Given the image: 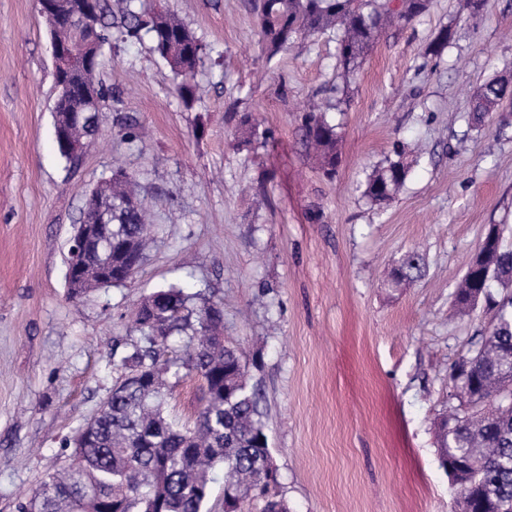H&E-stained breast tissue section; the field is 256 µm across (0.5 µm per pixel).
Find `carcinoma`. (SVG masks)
Instances as JSON below:
<instances>
[{
    "mask_svg": "<svg viewBox=\"0 0 512 512\" xmlns=\"http://www.w3.org/2000/svg\"><path fill=\"white\" fill-rule=\"evenodd\" d=\"M102 43L109 42V23L126 37H148L153 50L178 80L185 101L197 97L195 77L207 50L185 24L144 0H118L112 12L106 0H94ZM429 0H252L262 35V52L272 59L299 40L327 31L338 37V58L345 75L388 27L406 25L422 15ZM105 94L97 72L90 69L71 81L58 97V122L80 112L94 94ZM507 94L497 79L473 93L474 128L485 122ZM247 147L259 134L252 113L239 119ZM304 141L314 149L323 173L331 177L338 164L336 125L325 110L312 105L302 118ZM407 166L389 160L369 175L364 196L374 206L389 204L404 186ZM102 204L112 205L109 237L90 242L80 261L100 265L112 256L115 265L136 257L144 261L154 239L148 207L137 181L119 169L101 181ZM423 267L414 251L392 272L400 287ZM494 311L487 329L471 338L459 358L462 378L449 383L448 412L438 424L439 463L456 486L457 512H512V245L503 229L489 225L479 255L469 265L455 292L459 313L468 315L478 303ZM222 300L189 292L177 279L138 303L133 336L116 340L112 364L118 377L96 415L86 420L64 446L76 462L40 480L15 503V512H206L212 471L224 469V501L244 502L252 492H269V456L260 394L248 381L243 352L224 343V317L208 310ZM196 376L202 382V406L191 427L176 425L165 412L167 379Z\"/></svg>",
    "mask_w": 512,
    "mask_h": 512,
    "instance_id": "cac0c4a2",
    "label": "carcinoma"
}]
</instances>
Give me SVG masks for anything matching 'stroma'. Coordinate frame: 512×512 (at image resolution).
I'll return each instance as SVG.
<instances>
[{"mask_svg":"<svg viewBox=\"0 0 512 512\" xmlns=\"http://www.w3.org/2000/svg\"><path fill=\"white\" fill-rule=\"evenodd\" d=\"M208 47L201 96L185 104L150 40L113 34L107 97L78 163L58 152L50 36L36 0H0V512L59 468L62 441L95 414L117 374L112 340L146 294L192 273L224 301L289 512H456L435 422L448 368L492 314H454L455 288L488 225L512 238V100L482 128L470 94L512 80V0H431L380 35L344 78L335 33L273 59L248 0H161ZM442 54L424 56L442 27ZM347 85L330 117L334 177L302 144L301 109ZM250 112L266 141L240 149ZM134 124L135 144L124 139ZM401 156L388 206L363 197ZM135 175L158 226L138 274L84 302L67 297L65 256L84 196L113 169ZM418 250L420 277L387 284ZM201 382L172 383L167 410L193 425Z\"/></svg>","mask_w":512,"mask_h":512,"instance_id":"1","label":"stroma"}]
</instances>
